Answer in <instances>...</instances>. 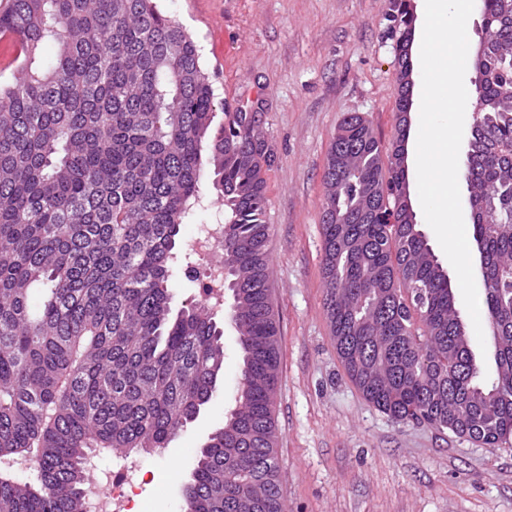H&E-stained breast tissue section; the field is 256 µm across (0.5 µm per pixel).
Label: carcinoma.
I'll list each match as a JSON object with an SVG mask.
<instances>
[{
	"label": "carcinoma",
	"instance_id": "1",
	"mask_svg": "<svg viewBox=\"0 0 512 512\" xmlns=\"http://www.w3.org/2000/svg\"><path fill=\"white\" fill-rule=\"evenodd\" d=\"M479 115L464 178L483 250L490 375L460 326L455 286L395 206L407 179L360 115L343 120L323 184V278L336 352L363 397L399 423L485 445L512 439V0H481ZM403 67L412 19L392 0ZM21 77L0 82V512H85L95 451L165 448L210 401L224 329L172 310L176 238L199 198L202 152L224 196L229 319L241 374L207 437L184 512H284L274 450L279 325L269 282L264 167L252 112L214 123L191 35L154 0H11ZM55 60L40 61L44 46Z\"/></svg>",
	"mask_w": 512,
	"mask_h": 512
}]
</instances>
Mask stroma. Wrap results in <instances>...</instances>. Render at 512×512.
Returning <instances> with one entry per match:
<instances>
[{"label":"stroma","instance_id":"stroma-1","mask_svg":"<svg viewBox=\"0 0 512 512\" xmlns=\"http://www.w3.org/2000/svg\"><path fill=\"white\" fill-rule=\"evenodd\" d=\"M195 40L216 111L255 112L272 162L266 222L280 380L274 407L286 512H512V444L489 447L427 424L398 423L364 399L336 353L322 274L323 171L339 124L366 118L390 143L398 36L390 0H156ZM224 221L204 182L181 228ZM224 365L211 400L168 447L97 456L136 461L154 512H182L207 436L234 404L241 358L227 312ZM178 479H171L170 469Z\"/></svg>","mask_w":512,"mask_h":512}]
</instances>
